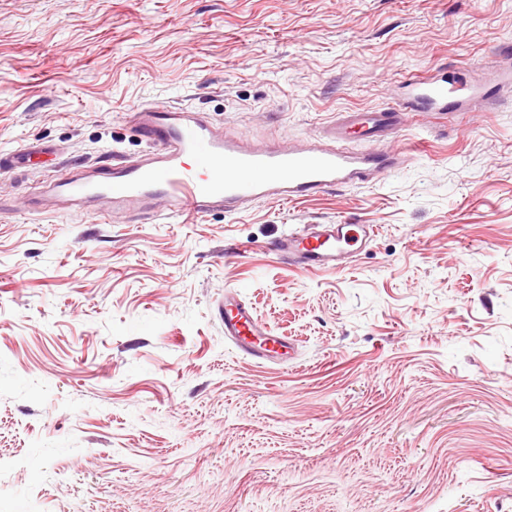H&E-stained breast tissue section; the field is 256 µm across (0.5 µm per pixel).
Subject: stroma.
Returning a JSON list of instances; mask_svg holds the SVG:
<instances>
[{"label":"stroma","instance_id":"obj_1","mask_svg":"<svg viewBox=\"0 0 512 512\" xmlns=\"http://www.w3.org/2000/svg\"><path fill=\"white\" fill-rule=\"evenodd\" d=\"M512 0H0V512H512ZM488 98L407 114L377 183L240 214L26 212L49 174L145 150L190 107L309 137L408 81ZM375 224L340 272L301 224ZM240 292L296 352L253 364Z\"/></svg>","mask_w":512,"mask_h":512}]
</instances>
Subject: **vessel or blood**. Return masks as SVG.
Returning a JSON list of instances; mask_svg holds the SVG:
<instances>
[{
  "instance_id": "1",
  "label": "vessel or blood",
  "mask_w": 512,
  "mask_h": 512,
  "mask_svg": "<svg viewBox=\"0 0 512 512\" xmlns=\"http://www.w3.org/2000/svg\"><path fill=\"white\" fill-rule=\"evenodd\" d=\"M456 100L446 80L421 81L399 107L341 115L320 130L317 145L275 137L250 142L215 126L206 113L151 105L132 116L147 151L50 178L40 199H26L23 206L78 208L108 220L116 212L143 216L160 201L173 214L188 216L218 208L238 212L258 200L295 202L380 177L398 160L377 145L402 130L401 114L451 112ZM374 232L370 224H306L271 248L291 265L336 271L349 264L351 247ZM217 313L225 339L244 357L258 364L290 358L289 337L272 332L236 289H225Z\"/></svg>"
}]
</instances>
